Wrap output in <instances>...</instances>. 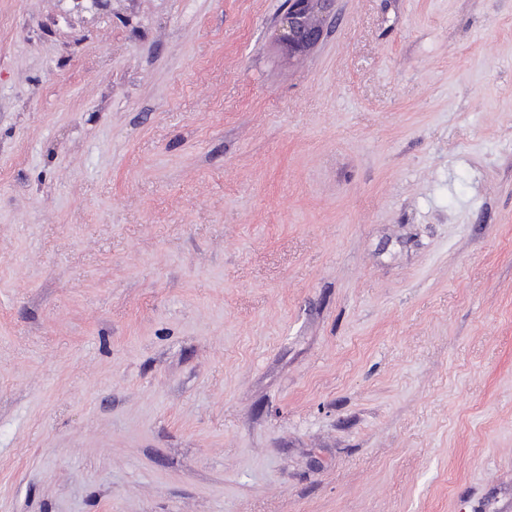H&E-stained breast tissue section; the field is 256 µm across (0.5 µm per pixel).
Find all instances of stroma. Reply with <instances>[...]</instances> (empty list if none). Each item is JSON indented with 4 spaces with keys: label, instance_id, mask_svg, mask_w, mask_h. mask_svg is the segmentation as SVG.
<instances>
[{
    "label": "stroma",
    "instance_id": "1",
    "mask_svg": "<svg viewBox=\"0 0 512 512\" xmlns=\"http://www.w3.org/2000/svg\"><path fill=\"white\" fill-rule=\"evenodd\" d=\"M0 0V512H512V0ZM334 0H288V10L277 28L279 41L290 54L316 46L333 18Z\"/></svg>",
    "mask_w": 512,
    "mask_h": 512
}]
</instances>
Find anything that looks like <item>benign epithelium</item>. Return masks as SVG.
I'll return each instance as SVG.
<instances>
[{"label": "benign epithelium", "instance_id": "benign-epithelium-1", "mask_svg": "<svg viewBox=\"0 0 512 512\" xmlns=\"http://www.w3.org/2000/svg\"><path fill=\"white\" fill-rule=\"evenodd\" d=\"M334 0H288V10L277 28L279 41L290 54L316 46L333 18Z\"/></svg>", "mask_w": 512, "mask_h": 512}]
</instances>
